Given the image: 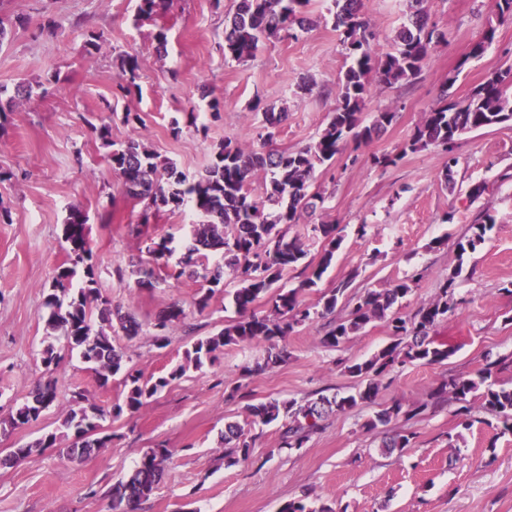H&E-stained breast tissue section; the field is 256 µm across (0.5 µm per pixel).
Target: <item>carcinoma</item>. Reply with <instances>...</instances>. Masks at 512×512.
<instances>
[{"label": "carcinoma", "instance_id": "1", "mask_svg": "<svg viewBox=\"0 0 512 512\" xmlns=\"http://www.w3.org/2000/svg\"><path fill=\"white\" fill-rule=\"evenodd\" d=\"M310 0H238L235 12L224 20V57L247 62L256 57L264 42L278 39L294 28L305 29V13ZM425 0H410L408 24L394 35L395 49L378 52L373 43L374 34L369 20L362 13V0H333L334 27L349 67L337 83L336 106L329 114L326 127L311 143L294 152H279L269 148L276 131L286 118V113L275 111L273 106H255L263 112L266 130L260 148L234 144L229 140L219 144L210 164L203 174L188 179L177 165L149 150L136 138L116 147L109 139L106 124L95 128L103 145L111 148L109 157L112 169L122 179L125 193L143 203L140 223L130 227L139 235L151 218L160 211L172 213L191 209L197 217L190 241L179 259L177 276L203 264L209 256L220 253L224 266L206 279L207 287L199 289L194 299L198 312L205 311L214 295L224 286V270L237 279L240 287L233 293L238 319L217 333L197 340L185 351V363L177 366L166 377L144 379L131 371L125 373L124 400L111 406L88 402L84 393L72 392L76 408L61 421V428L74 434V441L67 454L89 457L106 447L111 436H97L99 420L134 415L156 396L170 381L185 375L189 368L202 369L205 362L217 359V353L229 345L262 343L265 345L263 361L248 369L246 375L264 373L281 363L288 356L280 345L298 325L311 319V315H327L336 310L344 298L349 282L342 281L320 298L322 310L311 311L300 299L301 293L314 288L331 266L341 238L336 225L322 221L313 225L312 232L323 241V252L316 264H306L301 270L304 278L292 289L277 286L284 273L294 270L306 256L296 238H287L282 224H298L314 209L312 199L319 193L311 192L315 182L316 166L331 161L340 153L347 141L367 143L382 129L391 125L397 112L385 108L375 113L371 123H366L364 106L372 83L392 86L413 82L422 73L423 64L435 45L445 40V34L429 22L423 9ZM167 0H138L137 17L140 21L154 20L166 8ZM495 29L488 27L483 37L471 47L469 57L482 56L492 44ZM85 47L88 53L111 47L103 30H91ZM118 73L114 93L128 96L138 90L137 59L129 54L116 56ZM59 82L56 73L35 83L18 82L13 90L0 86V112L4 113L30 97L34 90L48 92V86ZM456 76H448L438 102L433 105L403 151L416 152L429 146L440 147L448 153V166L457 163L453 150L464 134L496 125L512 123V67L497 71L476 86L462 100L451 98L450 89ZM257 172L269 176L265 196L256 199L249 191V183ZM87 219L79 209L67 213L62 228V242L67 256V266L55 276V287L67 295H48L47 328L63 331L70 350L80 352L85 362L93 364L92 370L103 381L123 371V354L112 342V334L123 333L132 339L142 332L136 317L120 308H112V301L94 287L95 272L91 263V250L86 235ZM494 218L484 213L481 222L472 225L470 236L460 239L455 247L459 257L476 251L491 231ZM83 271V286L68 288L77 269ZM462 267H457L439 283L434 297L422 303L412 314L400 316L391 313L393 306L413 291L412 282L397 280L384 291L367 290L355 302H348V314L322 337L321 343L337 348L375 321L389 319L392 341L371 358L344 364L345 371L358 378L354 391L332 396L321 395L297 404L296 401L270 400L246 405L250 427L280 426L281 448L300 449L311 435L322 429V422L330 415L371 404L379 393L382 378L397 364L418 362L425 365L439 364L453 354L448 348L434 345L429 333L432 328L455 306V281ZM140 289H152L158 284L152 268L138 267L131 270ZM270 296V311L261 314L255 303ZM98 309L99 323L92 320V308ZM186 317L184 306L169 304L158 317L156 327L173 329ZM512 367L511 358L486 363L476 376H458L440 383L431 393L438 403L451 398L459 405V414L468 418L478 409L495 416L502 424V432H512V381L499 379V374ZM57 400L56 381L48 379L38 383L30 396L11 411L6 423L12 429L37 420ZM409 411L395 402L377 412L363 423V428L373 431L387 426ZM57 434L50 433L34 443H29L0 457L1 467H13L27 460L37 448L55 445ZM253 438L237 423L226 425L224 444L228 445L225 460L234 465L250 458ZM410 444V435L395 432L383 440L382 447L393 452L403 451ZM171 458L169 449L157 452L151 448L143 454L127 479L112 486V510L136 512L141 500L146 499L160 482L165 462ZM279 512H333L324 505L313 508L304 500H290Z\"/></svg>", "mask_w": 512, "mask_h": 512}]
</instances>
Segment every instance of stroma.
<instances>
[{"mask_svg":"<svg viewBox=\"0 0 512 512\" xmlns=\"http://www.w3.org/2000/svg\"><path fill=\"white\" fill-rule=\"evenodd\" d=\"M236 0H171L156 21L135 23L136 0H0V18H27L9 41L0 44V84L14 86L59 72L48 95L34 94L0 121V420L25 401L33 386L54 377L56 402L37 421L0 435V452L55 431L71 408L73 389L89 401L110 405L123 398L121 376L101 383L79 352L69 350L61 334H48L45 306L53 278L65 260L61 225L69 209L88 218L86 233L98 287L113 306L133 313L143 325L140 336L116 342L131 367L146 378L167 374L184 361V352L199 338L217 333L236 316L225 277L223 292L204 312L193 299L196 278H169L153 290L135 285L133 262H151L149 240L174 236L184 242L195 219L191 211L162 212L146 235H132L142 206L127 197L112 169L109 150L95 133L108 124L113 143L136 137L160 158L173 160L188 178L202 174L217 143L230 139L259 145L262 116L252 105L262 101L285 110L288 119L272 146L295 151L318 136L336 105L338 78L349 61L334 29L332 0H310L309 29L297 38L267 41L245 63L224 55V16ZM408 0H364L363 12L382 50H390L396 30L407 20ZM430 20L444 32L423 65L416 83L373 84L364 112L385 108L395 122L367 145L347 144L336 158L317 166L315 191L324 204L315 215L291 225L305 260L316 263L323 243L313 224L331 220L342 228L335 259L316 288L301 299L316 306L323 293L351 280L346 296L388 288L417 276L416 286L398 306L413 313L430 300L440 281L461 268L456 280V308L431 330L435 345L451 348L447 361L435 365L397 366L381 384L373 404L328 418L322 431L298 450L280 446L277 425L257 433L247 462L233 466L224 459V425L244 422L246 402L277 399L304 402L316 394L348 392L356 378L342 360H365L390 343L387 321L370 323L339 348L321 339L334 321L344 318L346 304L334 313L312 316L288 335V358L257 376L245 367L263 359L260 344L225 347L216 361L188 370L135 415L106 418L103 433L112 440L95 455L73 461L59 447L43 449L26 461L0 468V512H112L108 495L127 477L150 448L172 453L162 480L142 501L138 512H277L301 496L312 507L332 505L335 512H512V433H501L497 418L481 411L465 426L454 402L431 403L430 393L452 377L475 376L486 362L512 356V123L472 132L459 140L453 154L441 149L403 153L404 144L434 105L448 75L457 74L454 97L493 72L512 64V21L496 22L493 0H428ZM48 17L59 24L39 32ZM495 24L492 45L470 58L471 45L488 24ZM166 28L165 54L155 50V35ZM104 30L112 48L88 53L85 34ZM134 55L139 64V93L113 98L116 53ZM224 106L212 120L200 102L201 89ZM198 105L200 132L186 124L190 105ZM138 113V128L123 121ZM398 155L396 165L379 168L371 155ZM452 175H445L449 156ZM484 185L470 198L475 185ZM111 204V223H103V204ZM494 228L474 253L458 257L455 243L470 234L483 213ZM184 305L187 318L169 332L166 345L155 342L153 324L171 302ZM54 345L63 360L47 373L42 352ZM243 386L248 400L227 399L225 391ZM422 406L412 420L392 422L394 430L412 433L403 452L381 446L382 430L362 424L392 402Z\"/></svg>","mask_w":512,"mask_h":512,"instance_id":"obj_1","label":"stroma"}]
</instances>
